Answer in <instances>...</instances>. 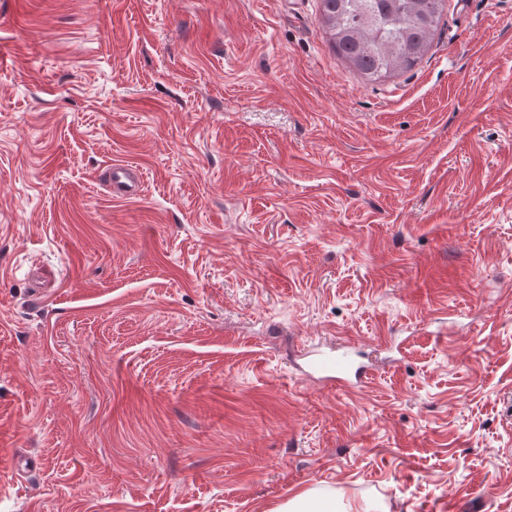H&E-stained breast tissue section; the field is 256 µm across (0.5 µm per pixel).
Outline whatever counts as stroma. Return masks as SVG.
Returning a JSON list of instances; mask_svg holds the SVG:
<instances>
[{"label":"stroma","instance_id":"obj_1","mask_svg":"<svg viewBox=\"0 0 512 512\" xmlns=\"http://www.w3.org/2000/svg\"><path fill=\"white\" fill-rule=\"evenodd\" d=\"M0 443V512H512V0L377 83L320 0H0ZM138 169L130 163L109 164L104 172V182L114 198H130L137 193ZM303 356L307 359V375H316L326 383L354 390L372 379L369 368L357 364L348 350L335 355L307 347L303 348ZM305 492L297 495L288 503L282 505L276 512H335L336 505L332 502L317 501Z\"/></svg>","mask_w":512,"mask_h":512}]
</instances>
